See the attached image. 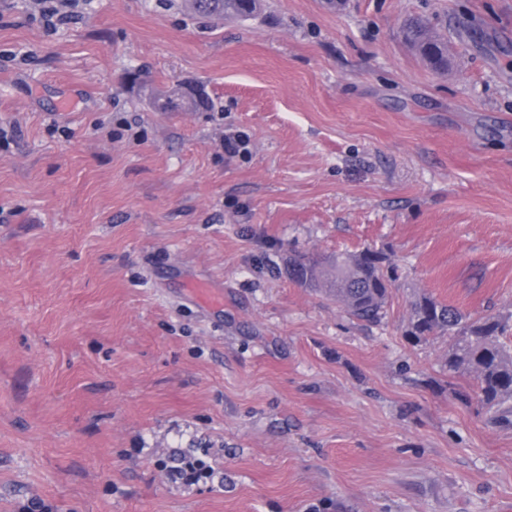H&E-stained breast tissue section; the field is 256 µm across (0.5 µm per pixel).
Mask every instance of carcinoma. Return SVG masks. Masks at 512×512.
<instances>
[{
    "label": "carcinoma",
    "instance_id": "carcinoma-1",
    "mask_svg": "<svg viewBox=\"0 0 512 512\" xmlns=\"http://www.w3.org/2000/svg\"><path fill=\"white\" fill-rule=\"evenodd\" d=\"M191 9L209 18H246L257 13L263 0H189ZM406 39L434 68L448 67V42L419 21L407 24ZM396 267L388 255L365 248L328 258L288 255V279L324 293L352 318L379 324L387 314ZM512 329L495 316L474 317L453 305L426 296L413 301L405 336L421 343L431 336L448 335L450 375L473 378L478 402L499 421L512 420V349L501 338Z\"/></svg>",
    "mask_w": 512,
    "mask_h": 512
}]
</instances>
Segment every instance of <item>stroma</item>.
<instances>
[{
  "label": "stroma",
  "mask_w": 512,
  "mask_h": 512,
  "mask_svg": "<svg viewBox=\"0 0 512 512\" xmlns=\"http://www.w3.org/2000/svg\"><path fill=\"white\" fill-rule=\"evenodd\" d=\"M77 11L0 0V512H512V424L403 337L422 294L512 317V0ZM367 247L379 325L284 270ZM75 0H54L49 5L43 7L40 13V19L46 27H56L65 23L69 17L71 9L75 6ZM191 9L209 18H246L263 6L261 0H189ZM405 36L432 67L439 70L448 67V42L430 31L424 23L407 24ZM176 476L180 477L185 483L194 484L200 478L214 479L215 471L204 461H183L182 466L175 468Z\"/></svg>",
  "instance_id": "obj_1"
}]
</instances>
